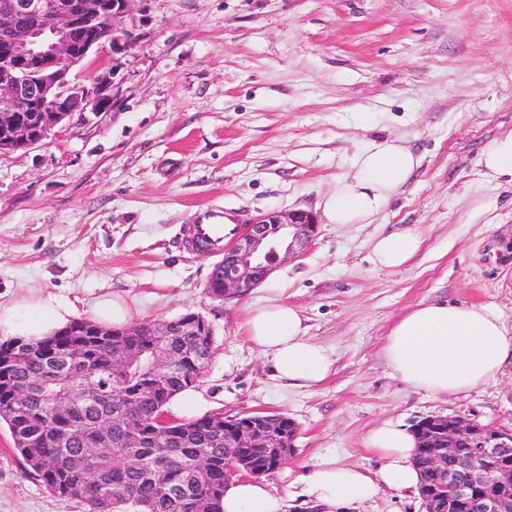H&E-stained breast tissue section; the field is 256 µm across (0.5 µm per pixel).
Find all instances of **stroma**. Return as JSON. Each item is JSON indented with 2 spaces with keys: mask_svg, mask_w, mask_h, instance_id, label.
I'll use <instances>...</instances> for the list:
<instances>
[{
  "mask_svg": "<svg viewBox=\"0 0 512 512\" xmlns=\"http://www.w3.org/2000/svg\"><path fill=\"white\" fill-rule=\"evenodd\" d=\"M136 44L92 50L72 72L116 69L112 105L58 137L0 156V303L32 293L91 303L112 292L132 321L202 315L214 353L196 389L208 411L278 412L298 424L293 458L266 481L282 512H318L298 477L325 456L377 470L368 433L452 415L512 428V361L458 396L413 391L386 366L393 322L421 301L488 304L512 328V179L485 149L512 133V0H147ZM405 140L415 175L371 224H319L300 257L250 294L212 299L217 253L187 250L197 213L245 224L316 211L373 140ZM422 238L403 268L377 269L371 243ZM299 308L334 373L288 389L243 335L247 305ZM0 512H80L28 475L0 423ZM342 512H422L387 488Z\"/></svg>",
  "mask_w": 512,
  "mask_h": 512,
  "instance_id": "stroma-1",
  "label": "stroma"
}]
</instances>
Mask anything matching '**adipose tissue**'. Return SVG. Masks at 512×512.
I'll list each match as a JSON object with an SVG mask.
<instances>
[{
  "instance_id": "adipose-tissue-1",
  "label": "adipose tissue",
  "mask_w": 512,
  "mask_h": 512,
  "mask_svg": "<svg viewBox=\"0 0 512 512\" xmlns=\"http://www.w3.org/2000/svg\"><path fill=\"white\" fill-rule=\"evenodd\" d=\"M420 163V157L400 139L370 143L356 155L351 173L322 199L319 208L326 223H372ZM421 244L420 235L412 229L381 235L372 246V262L380 269L401 268ZM77 315L69 300L25 295L12 304L0 305V336L37 342ZM242 328L285 388L318 387L334 371L333 349L313 341L295 306L276 300L248 306ZM382 353L394 376L407 387L448 397L496 378L512 358V332L490 305L420 302L392 325ZM367 445L381 460L375 472L338 462L332 456L306 472L304 493L313 505L332 512L340 505L366 502L384 487L398 491L418 488L412 431L387 422L370 431ZM281 508V499L261 480L234 479L224 489V512H280Z\"/></svg>"
}]
</instances>
